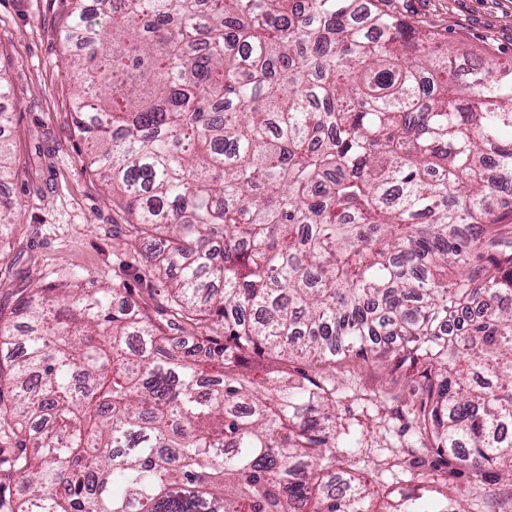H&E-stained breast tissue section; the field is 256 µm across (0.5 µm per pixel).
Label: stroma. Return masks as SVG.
<instances>
[{
  "instance_id": "35a3bbf8",
  "label": "stroma",
  "mask_w": 512,
  "mask_h": 512,
  "mask_svg": "<svg viewBox=\"0 0 512 512\" xmlns=\"http://www.w3.org/2000/svg\"><path fill=\"white\" fill-rule=\"evenodd\" d=\"M385 10L414 24L432 26L464 58L512 57V0H385ZM64 0H0V74L11 93L1 105L13 114L6 130L16 160L0 196L17 205L16 223L0 238V322L18 319L20 300L49 283L70 287L123 281L129 301L159 307L163 283L145 278L140 241L111 191L90 168L88 144L73 122L80 84L67 68L61 33ZM296 375L336 379V414L361 439L349 464L372 487L390 495L424 496L444 491L464 512H512V484L475 486L469 474L451 475L425 463L400 462L392 445L408 442L402 403L410 396L408 368L359 359L324 367L295 362Z\"/></svg>"
}]
</instances>
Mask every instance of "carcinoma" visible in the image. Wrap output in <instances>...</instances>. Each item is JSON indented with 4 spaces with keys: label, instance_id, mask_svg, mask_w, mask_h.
<instances>
[{
    "label": "carcinoma",
    "instance_id": "1",
    "mask_svg": "<svg viewBox=\"0 0 512 512\" xmlns=\"http://www.w3.org/2000/svg\"><path fill=\"white\" fill-rule=\"evenodd\" d=\"M97 2L63 20L73 120L167 315L90 283L0 323V509L462 512L373 506L293 357L409 362L401 453L512 480V58L463 78L373 0Z\"/></svg>",
    "mask_w": 512,
    "mask_h": 512
}]
</instances>
